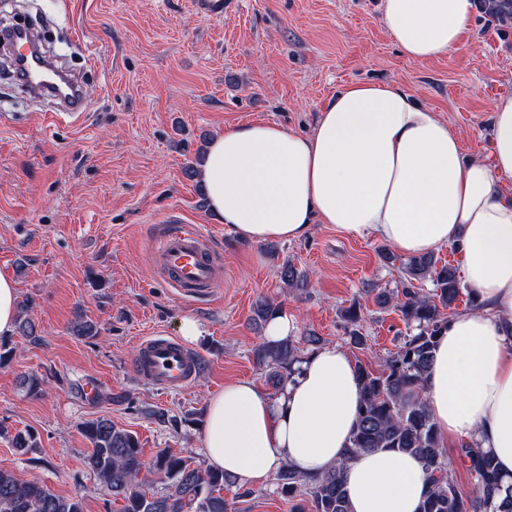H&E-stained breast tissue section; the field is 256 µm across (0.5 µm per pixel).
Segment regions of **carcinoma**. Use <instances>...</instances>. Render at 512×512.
Here are the masks:
<instances>
[{
    "instance_id": "carcinoma-1",
    "label": "carcinoma",
    "mask_w": 512,
    "mask_h": 512,
    "mask_svg": "<svg viewBox=\"0 0 512 512\" xmlns=\"http://www.w3.org/2000/svg\"><path fill=\"white\" fill-rule=\"evenodd\" d=\"M473 2L487 24L505 36L512 35V0ZM380 256L385 265L397 266L403 288L379 294L377 303L398 310L409 334L379 369L356 365L362 400L344 459L318 477L302 476L282 466L276 476L279 494L291 503L290 512H350L344 479L347 462L364 450L385 448L415 454L423 462L429 490L420 512H512V480L499 474L491 454L476 443H463L458 449L476 481V493L462 496L424 396L438 337L448 329L450 317L445 310L461 293L456 269L438 265L432 253L403 258L383 248ZM279 277L289 287L305 279L289 261L281 266ZM427 280L433 285L429 296L417 288ZM279 312L277 306L262 300L253 307L251 321L259 327ZM344 315L350 343L356 348L364 345L359 308L352 305ZM256 360L268 368V380L277 387L292 380L301 363L288 339L263 344ZM83 433L91 444L86 464L113 498L124 501L122 512H231L224 485L232 478L224 471L201 467L163 449L155 456L153 469L164 474L168 484L156 490L140 478L144 461L138 438L131 431L98 417L83 425ZM12 443L21 454L37 447L31 431L17 432ZM0 512H83V507L77 497L59 496L40 481H23L0 469Z\"/></svg>"
}]
</instances>
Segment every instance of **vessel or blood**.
<instances>
[{
  "instance_id": "vessel-or-blood-1",
  "label": "vessel or blood",
  "mask_w": 512,
  "mask_h": 512,
  "mask_svg": "<svg viewBox=\"0 0 512 512\" xmlns=\"http://www.w3.org/2000/svg\"><path fill=\"white\" fill-rule=\"evenodd\" d=\"M27 44V51L15 58L18 77L41 95H58L62 115L82 116L83 99L77 81L68 80L65 91L57 92L50 78L53 63L41 54L35 39H28ZM153 258L164 279L183 296L197 297L214 283V255L206 239L190 226L172 227L160 238ZM132 369L140 380L160 391L179 392L193 383L198 359L174 337L157 334L140 342Z\"/></svg>"
}]
</instances>
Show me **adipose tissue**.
<instances>
[{"instance_id": "obj_1", "label": "adipose tissue", "mask_w": 512, "mask_h": 512, "mask_svg": "<svg viewBox=\"0 0 512 512\" xmlns=\"http://www.w3.org/2000/svg\"><path fill=\"white\" fill-rule=\"evenodd\" d=\"M472 13V0H382L381 21L421 62L454 51ZM491 131V162L465 158L455 130L411 91L352 83L311 134L226 127L200 175L209 209L245 240H298L332 224L410 256L458 246L483 307L451 318L424 392L441 435L478 441L512 478V97L496 102ZM360 399L355 365L334 346L303 360L278 394L225 384L204 413L207 462L250 486L286 463L312 477L344 459L351 512H418L429 489L420 459L380 448L346 458Z\"/></svg>"}]
</instances>
